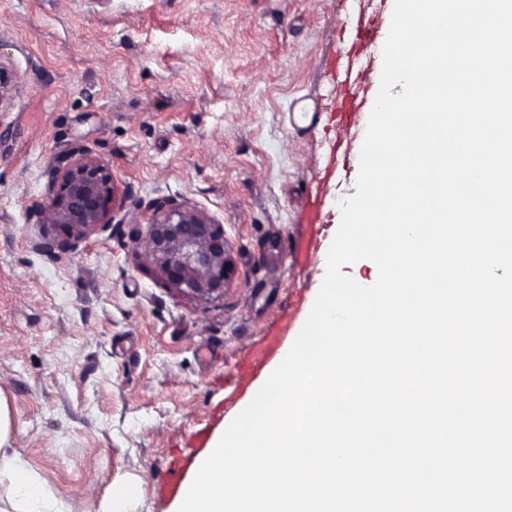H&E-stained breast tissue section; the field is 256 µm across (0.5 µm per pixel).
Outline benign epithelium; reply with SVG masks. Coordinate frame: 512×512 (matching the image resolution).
Here are the masks:
<instances>
[{
    "instance_id": "obj_1",
    "label": "benign epithelium",
    "mask_w": 512,
    "mask_h": 512,
    "mask_svg": "<svg viewBox=\"0 0 512 512\" xmlns=\"http://www.w3.org/2000/svg\"><path fill=\"white\" fill-rule=\"evenodd\" d=\"M16 81L0 66V112L11 110ZM115 201L112 172L86 154L65 153V163L50 172V189L41 205L44 224L64 230L59 239L44 235L41 248H76L100 225L111 222ZM147 256L166 279L182 292L217 300L231 275L230 242L224 227L204 211L162 200L144 222Z\"/></svg>"
}]
</instances>
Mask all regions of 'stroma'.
<instances>
[{
  "label": "stroma",
  "instance_id": "1",
  "mask_svg": "<svg viewBox=\"0 0 512 512\" xmlns=\"http://www.w3.org/2000/svg\"><path fill=\"white\" fill-rule=\"evenodd\" d=\"M394 0H0V397L13 450L58 512L134 483L131 512H178L155 491L187 434L213 437L255 397L302 330L356 192L382 46L363 52L361 112L333 113L344 18L390 25ZM112 171L121 201L76 249H40V204L64 150ZM325 199L318 250L285 253L308 191ZM160 200L205 211L231 243L221 299L171 285L145 255ZM290 332L245 384L234 375L283 313Z\"/></svg>",
  "mask_w": 512,
  "mask_h": 512
}]
</instances>
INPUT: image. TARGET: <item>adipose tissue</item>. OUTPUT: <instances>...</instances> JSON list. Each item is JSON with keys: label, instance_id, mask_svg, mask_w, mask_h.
<instances>
[{"label": "adipose tissue", "instance_id": "ef3b65f1", "mask_svg": "<svg viewBox=\"0 0 512 512\" xmlns=\"http://www.w3.org/2000/svg\"><path fill=\"white\" fill-rule=\"evenodd\" d=\"M13 435L9 408L0 400V481H8L21 503L19 512H49L41 486L28 469L11 453Z\"/></svg>", "mask_w": 512, "mask_h": 512}]
</instances>
